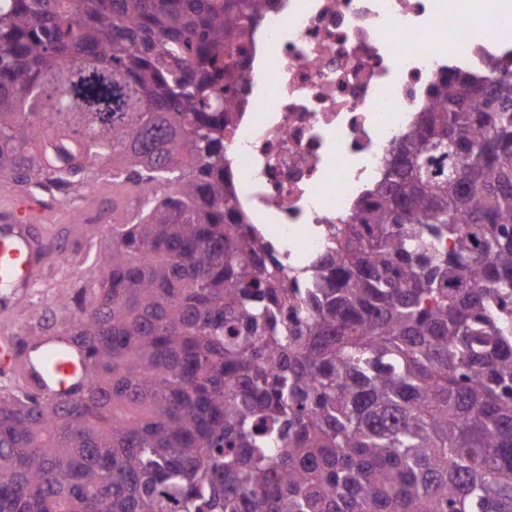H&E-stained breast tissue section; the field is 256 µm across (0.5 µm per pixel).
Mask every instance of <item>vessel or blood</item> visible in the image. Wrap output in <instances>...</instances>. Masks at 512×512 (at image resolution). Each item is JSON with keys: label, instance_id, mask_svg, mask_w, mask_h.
Returning <instances> with one entry per match:
<instances>
[{"label": "vessel or blood", "instance_id": "1", "mask_svg": "<svg viewBox=\"0 0 512 512\" xmlns=\"http://www.w3.org/2000/svg\"><path fill=\"white\" fill-rule=\"evenodd\" d=\"M47 247L46 225L17 223L10 205L0 206V288L8 291L0 310L10 311L20 300L21 289L43 279ZM85 363L83 347L62 332L26 342L15 333L0 335V376L20 375L26 389L44 399L78 397L89 383Z\"/></svg>", "mask_w": 512, "mask_h": 512}]
</instances>
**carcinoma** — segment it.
I'll list each match as a JSON object with an SVG mask.
<instances>
[{"label": "carcinoma", "mask_w": 512, "mask_h": 512, "mask_svg": "<svg viewBox=\"0 0 512 512\" xmlns=\"http://www.w3.org/2000/svg\"><path fill=\"white\" fill-rule=\"evenodd\" d=\"M273 2L0 0V179L145 197L41 327L89 388L0 393V512H512V54L431 85L299 271L225 156Z\"/></svg>", "instance_id": "1"}]
</instances>
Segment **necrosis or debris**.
Returning <instances> with one entry per match:
<instances>
[{
    "label": "necrosis or debris",
    "instance_id": "4bbe7bcc",
    "mask_svg": "<svg viewBox=\"0 0 512 512\" xmlns=\"http://www.w3.org/2000/svg\"><path fill=\"white\" fill-rule=\"evenodd\" d=\"M450 2L278 0L263 15L225 146L239 209L288 263L321 254L442 69L512 50Z\"/></svg>",
    "mask_w": 512,
    "mask_h": 512
}]
</instances>
